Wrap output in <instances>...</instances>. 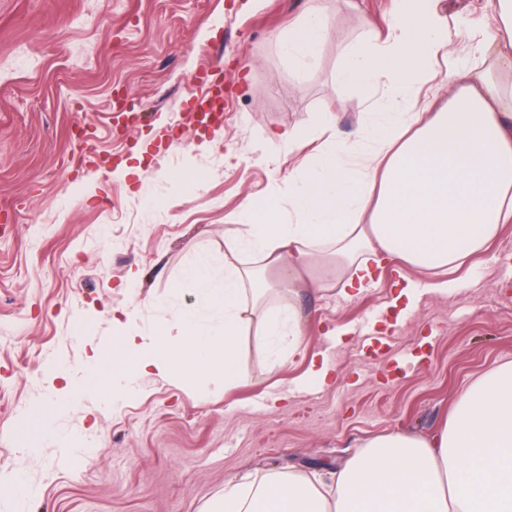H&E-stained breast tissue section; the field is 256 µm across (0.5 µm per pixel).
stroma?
Instances as JSON below:
<instances>
[{"mask_svg":"<svg viewBox=\"0 0 512 512\" xmlns=\"http://www.w3.org/2000/svg\"><path fill=\"white\" fill-rule=\"evenodd\" d=\"M390 3L319 0L330 35L300 73L274 35L309 0H0V477L30 489L0 512H206L225 484L267 471L326 480L364 440L430 435L474 380L512 362L511 228L445 294L395 262L355 300L310 291L308 350L332 385L303 361L270 367L247 343L230 391L145 378L72 398L35 449L19 439L31 404L111 349L123 312L148 335L200 303L182 273L202 257L223 269L224 227L245 197L287 199L293 157L274 132L319 112L359 125L369 104L336 68ZM204 68L224 79L219 130L188 121ZM79 121L117 152L111 167L80 164ZM125 164L138 173L121 175ZM407 286L419 297L403 311L391 301ZM368 334L388 350L365 352ZM396 355L414 366L395 371Z\"/></svg>","mask_w":512,"mask_h":512,"instance_id":"1","label":"stroma"}]
</instances>
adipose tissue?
<instances>
[{
  "label": "adipose tissue",
  "instance_id": "ef3b65f1",
  "mask_svg": "<svg viewBox=\"0 0 512 512\" xmlns=\"http://www.w3.org/2000/svg\"><path fill=\"white\" fill-rule=\"evenodd\" d=\"M329 34L328 16L313 5L277 43L304 70ZM465 40L466 64L443 0H393L384 28L368 26L348 43L336 70L337 82L374 106L353 139L330 112L279 132L297 157L287 203L246 197L224 232L223 271L204 259L184 271L221 321L190 308L148 338L125 321L115 354L98 355L65 396L33 406L25 435L68 397L107 394L119 378L232 387L245 342L282 364L304 356L298 299L308 287L336 284L351 300L386 259L446 272L496 240L512 224V80L478 63L491 48L512 57V0H486L483 25ZM440 55L448 98L436 108L419 92ZM207 512H512V363L467 388L430 437L397 431L366 441L327 482L267 472L225 487Z\"/></svg>",
  "mask_w": 512,
  "mask_h": 512
}]
</instances>
